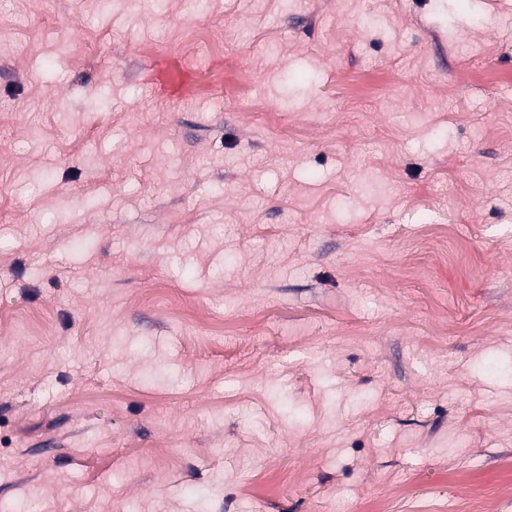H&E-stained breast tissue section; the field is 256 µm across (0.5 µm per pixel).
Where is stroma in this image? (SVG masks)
Masks as SVG:
<instances>
[{
	"label": "stroma",
	"instance_id": "stroma-1",
	"mask_svg": "<svg viewBox=\"0 0 512 512\" xmlns=\"http://www.w3.org/2000/svg\"><path fill=\"white\" fill-rule=\"evenodd\" d=\"M511 482L512 0H0V512Z\"/></svg>",
	"mask_w": 512,
	"mask_h": 512
}]
</instances>
